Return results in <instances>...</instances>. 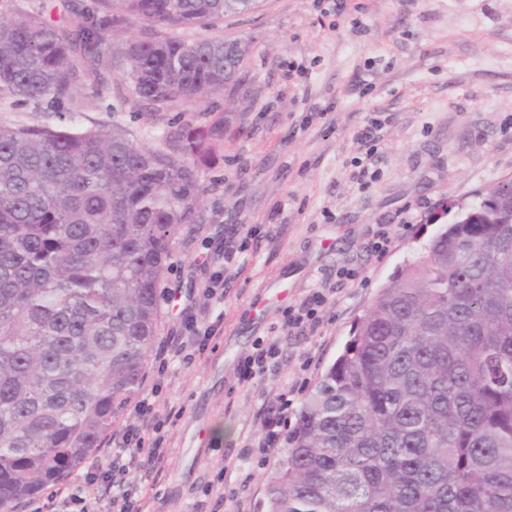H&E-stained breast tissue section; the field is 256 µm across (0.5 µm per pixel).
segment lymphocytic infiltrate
Wrapping results in <instances>:
<instances>
[{
    "label": "lymphocytic infiltrate",
    "instance_id": "f902f5d3",
    "mask_svg": "<svg viewBox=\"0 0 512 512\" xmlns=\"http://www.w3.org/2000/svg\"><path fill=\"white\" fill-rule=\"evenodd\" d=\"M218 324L204 327L187 322L180 335L169 336L157 356V375H164L170 362L191 363L194 354L203 353L216 337ZM160 383H153L134 406L136 422L123 425L112 434V461L109 467L91 465L82 474L76 488L57 489L52 496L53 512H90L91 503L106 500L107 512H145L140 483L123 456L140 460L150 469L160 470L165 457L164 426L180 415L169 409L160 413Z\"/></svg>",
    "mask_w": 512,
    "mask_h": 512
}]
</instances>
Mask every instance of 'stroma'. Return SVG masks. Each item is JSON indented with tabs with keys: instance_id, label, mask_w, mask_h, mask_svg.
<instances>
[{
	"instance_id": "1",
	"label": "stroma",
	"mask_w": 512,
	"mask_h": 512,
	"mask_svg": "<svg viewBox=\"0 0 512 512\" xmlns=\"http://www.w3.org/2000/svg\"><path fill=\"white\" fill-rule=\"evenodd\" d=\"M173 33L249 43L233 96L159 112L132 96L116 114L0 108V123H117L149 143L165 130L223 125L201 171L198 221L159 286L156 336L189 316L220 321L221 333L192 363L169 368L162 396L182 415L161 473L144 475L141 490L147 512H265L281 453L259 448L260 415L279 387L302 384L288 412L296 424L383 285L448 223L449 204L512 177V0H349L340 16L314 0H260ZM371 119L383 126L370 150L356 135ZM237 224L257 233L228 265L224 239ZM378 224L394 233L381 257L370 247ZM343 268L359 279L339 280ZM217 271L224 292L206 295ZM319 288L333 295L318 333L283 328L284 309ZM270 336L275 365L240 383V362Z\"/></svg>"
}]
</instances>
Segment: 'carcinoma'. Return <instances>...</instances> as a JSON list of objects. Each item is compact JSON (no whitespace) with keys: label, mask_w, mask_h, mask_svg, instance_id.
Returning <instances> with one entry per match:
<instances>
[{"label":"carcinoma","mask_w":512,"mask_h":512,"mask_svg":"<svg viewBox=\"0 0 512 512\" xmlns=\"http://www.w3.org/2000/svg\"><path fill=\"white\" fill-rule=\"evenodd\" d=\"M257 0H0V104L155 110L234 91L247 55L168 36ZM146 25L115 40L129 19ZM224 129L0 124V512L64 481L142 381L158 285L197 222ZM441 225L381 288L306 397L267 512H512V179Z\"/></svg>","instance_id":"carcinoma-1"}]
</instances>
